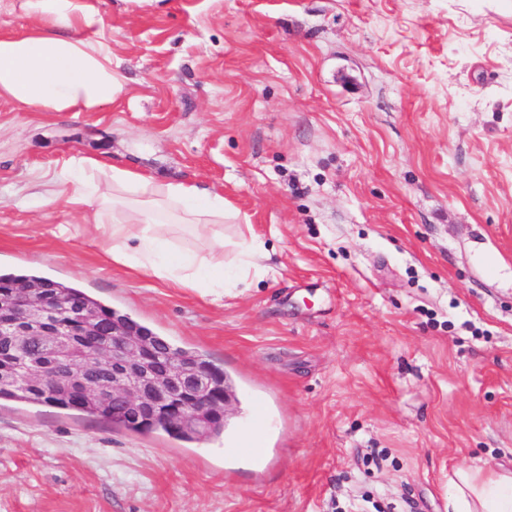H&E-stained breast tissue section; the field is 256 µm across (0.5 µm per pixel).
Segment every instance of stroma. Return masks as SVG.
Returning <instances> with one entry per match:
<instances>
[{"label": "stroma", "instance_id": "stroma-1", "mask_svg": "<svg viewBox=\"0 0 512 512\" xmlns=\"http://www.w3.org/2000/svg\"><path fill=\"white\" fill-rule=\"evenodd\" d=\"M125 91L0 102V271L75 283L227 373L185 442L0 403V512H445L512 459V6L506 0H103ZM74 154L224 195L247 283L113 263L32 205Z\"/></svg>", "mask_w": 512, "mask_h": 512}]
</instances>
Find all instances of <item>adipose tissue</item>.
Wrapping results in <instances>:
<instances>
[{
	"label": "adipose tissue",
	"instance_id": "adipose-tissue-1",
	"mask_svg": "<svg viewBox=\"0 0 512 512\" xmlns=\"http://www.w3.org/2000/svg\"><path fill=\"white\" fill-rule=\"evenodd\" d=\"M100 0H21L32 25L0 34V101L28 112H99L122 93L103 35ZM36 200L60 201L91 213L102 226L101 251L114 262L182 288H220L226 278H246L245 268L227 270L214 255L174 247L160 225L220 224L224 197L193 182H172L82 155L41 183ZM448 512H512V470H458Z\"/></svg>",
	"mask_w": 512,
	"mask_h": 512
}]
</instances>
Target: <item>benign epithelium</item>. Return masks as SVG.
I'll list each match as a JSON object with an SVG mask.
<instances>
[{
    "instance_id": "obj_1",
    "label": "benign epithelium",
    "mask_w": 512,
    "mask_h": 512,
    "mask_svg": "<svg viewBox=\"0 0 512 512\" xmlns=\"http://www.w3.org/2000/svg\"><path fill=\"white\" fill-rule=\"evenodd\" d=\"M102 318L92 311L71 309L56 295L23 283L0 297V335L18 343L30 336L49 339L51 363L31 362L20 372L24 385L51 396L90 401L129 417L144 428L162 421L174 432H192L207 439L215 420L226 421L231 395L215 376L179 363L161 370L146 332L137 326L112 323V353L97 346Z\"/></svg>"
}]
</instances>
